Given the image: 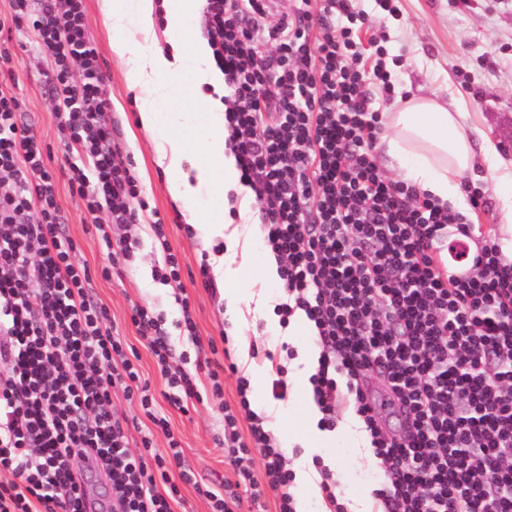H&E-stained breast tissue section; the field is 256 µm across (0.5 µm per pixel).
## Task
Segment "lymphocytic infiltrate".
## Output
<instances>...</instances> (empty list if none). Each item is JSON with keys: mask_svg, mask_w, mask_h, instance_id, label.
Listing matches in <instances>:
<instances>
[{"mask_svg": "<svg viewBox=\"0 0 512 512\" xmlns=\"http://www.w3.org/2000/svg\"><path fill=\"white\" fill-rule=\"evenodd\" d=\"M202 15L224 74L226 145L287 295L275 313L284 328L304 313L317 330L310 383L319 427L335 429L349 408L362 421L384 475L374 512H512V263L466 214L378 170L382 116L371 90L390 96L395 87L382 65H363L356 25L364 14L352 0H293L283 15L274 0H203ZM335 16L343 25H330ZM20 25L50 59L59 127L88 161L70 166L67 182L104 235L109 276L111 265L131 264L140 237L112 241L107 225L139 226L147 203L113 141L84 0H11L0 31ZM22 107L0 73V472L10 475L0 481V512H87L69 462L90 451L111 481L112 512H174L193 473L149 380L89 297L90 269L61 238L57 176L32 127L19 122ZM149 227L161 251L152 279L174 288L175 326L201 346L163 217ZM130 320L173 408L186 414L202 402L203 377L221 395L218 370L176 355L162 314L135 304ZM374 379L411 430L387 431L367 404ZM117 385L154 426L135 451L131 420L112 408ZM248 388L239 378L237 406L221 409V443L244 493L207 491L211 512H236L244 496L263 512L270 495L278 512H296L295 475L251 410ZM157 431L166 449L156 448ZM256 457L259 483L250 473Z\"/></svg>", "mask_w": 512, "mask_h": 512, "instance_id": "lymphocytic-infiltrate-1", "label": "lymphocytic infiltrate"}]
</instances>
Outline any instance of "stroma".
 Masks as SVG:
<instances>
[{
  "mask_svg": "<svg viewBox=\"0 0 512 512\" xmlns=\"http://www.w3.org/2000/svg\"><path fill=\"white\" fill-rule=\"evenodd\" d=\"M353 5L369 20L368 37L386 48L383 62L395 86L390 97L375 92L376 109L386 113L413 97L439 96L468 112L470 122L492 140L501 157L512 161V0H399V12L394 16L382 11L375 0H354ZM85 7L88 33L107 74L106 90L112 101L109 119L114 134L131 157L132 171L150 208L165 219L168 243L179 258L182 283L199 336L220 338L230 326L224 297L212 294L199 283L201 259L212 253L214 244L188 233L185 219L179 218V208L168 194L163 172L139 127L138 109L125 83L124 61L111 49L112 32L104 22L101 0H85ZM0 54L5 57L0 70L11 74L13 91L25 100L22 119L41 137L48 151L47 164L57 169L70 162L80 163L81 151L65 146L58 136L50 93V60L39 53L30 33L23 28L0 35ZM196 93V63L185 51L177 63L176 86L166 95V111L189 109ZM57 201L64 216V237L75 243L76 260L94 273L90 296L106 308L113 334L137 354L139 369L158 395V405L180 442L187 465L197 476V486H182L183 503L176 512H210L205 488H218L236 479L216 438L223 431L221 406H233L239 400L237 378L225 375L222 395L198 405L189 414L171 408L162 398L165 386L155 361L129 321L134 304L163 314L170 325L181 317L172 288L152 279L151 269L160 254L154 249L148 229L138 231L141 247L131 267L106 280L98 271L107 262V249L90 225L80 197L72 194L66 180L58 182ZM253 293L241 328L254 354L255 373L263 384L271 383L272 369L264 353L276 350L285 341L295 354L285 363L287 380L296 382L309 369L305 347L299 337L289 336L287 331H270L274 305L267 300V290L257 287ZM335 433L342 438L341 447L330 452L322 448L307 450L296 442L291 457L296 460L307 454L320 458L334 472L337 494L351 512H370L374 504L372 492L380 486L379 474L371 465L370 438L349 409L339 417Z\"/></svg>",
  "mask_w": 512,
  "mask_h": 512,
  "instance_id": "obj_1",
  "label": "stroma"
}]
</instances>
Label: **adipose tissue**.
I'll return each mask as SVG.
<instances>
[{"label": "adipose tissue", "instance_id": "1", "mask_svg": "<svg viewBox=\"0 0 512 512\" xmlns=\"http://www.w3.org/2000/svg\"><path fill=\"white\" fill-rule=\"evenodd\" d=\"M199 0H103L102 12L112 27L111 48L125 57V81L140 102L139 123L149 138L159 167L167 175L171 199L182 208L187 223L198 227L202 239L225 236L227 248L213 261L214 272L224 281L226 313L231 335H238L243 305L249 302L244 279L269 288L279 281L274 255L255 262L250 272L236 263L239 232L229 231L224 222V202L235 193L243 223H250L253 194L240 181L234 155L226 147L228 137L224 104L212 96L198 95L186 112L160 113L158 105L164 93V78L175 63L157 50L154 43L152 15L163 8L167 18L165 34L173 51L189 48L200 72L201 83L220 88L224 76L216 67L206 40H190L186 21L195 13ZM386 122L393 129L384 138V153L391 168L403 180L442 201L458 204L460 180L473 171L478 161H485L495 173V189L501 201L499 235L504 254L512 259V166L498 156L491 142L475 145L466 113L446 107L433 98L407 101L398 111L387 113ZM192 128L203 152L193 173L183 170L188 146L180 136L182 128ZM251 409L270 417V428L282 447L305 440L310 422L319 414L313 400L312 386L300 381L292 402L293 410L273 415L263 387H255L249 397Z\"/></svg>", "mask_w": 512, "mask_h": 512}]
</instances>
